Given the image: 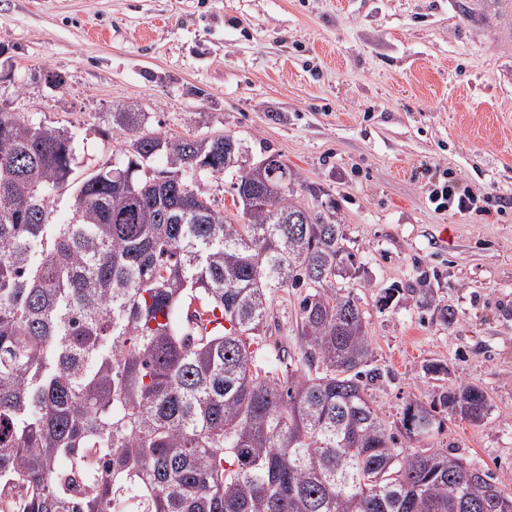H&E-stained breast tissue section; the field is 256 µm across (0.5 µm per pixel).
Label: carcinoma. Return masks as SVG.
<instances>
[{
  "label": "carcinoma",
  "mask_w": 512,
  "mask_h": 512,
  "mask_svg": "<svg viewBox=\"0 0 512 512\" xmlns=\"http://www.w3.org/2000/svg\"><path fill=\"white\" fill-rule=\"evenodd\" d=\"M128 166L74 176L72 138L0 112V512H512L488 472L408 450L367 390L371 341L336 202L285 167L233 184L242 223L188 190L224 140L141 131ZM180 180L158 181L155 159ZM73 189L69 217L50 197ZM304 291L302 350L256 364L271 296ZM220 312L201 333L193 318ZM414 401L406 438L491 409L477 384Z\"/></svg>",
  "instance_id": "1"
}]
</instances>
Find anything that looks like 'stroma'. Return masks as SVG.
<instances>
[{"instance_id": "stroma-1", "label": "stroma", "mask_w": 512, "mask_h": 512, "mask_svg": "<svg viewBox=\"0 0 512 512\" xmlns=\"http://www.w3.org/2000/svg\"><path fill=\"white\" fill-rule=\"evenodd\" d=\"M129 106L147 131L280 155L335 199L375 406L397 434L409 402L483 387L487 420L440 412L428 445L511 493L512 0H0V110L67 131L76 174L126 165ZM447 180L486 211L434 209ZM232 183L193 180L233 218ZM297 309L274 294L259 363L299 355Z\"/></svg>"}]
</instances>
